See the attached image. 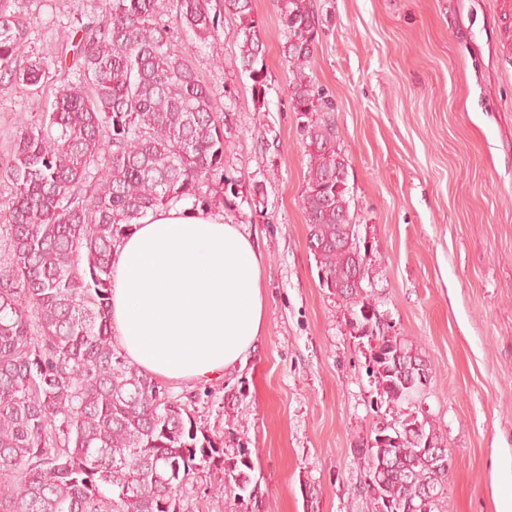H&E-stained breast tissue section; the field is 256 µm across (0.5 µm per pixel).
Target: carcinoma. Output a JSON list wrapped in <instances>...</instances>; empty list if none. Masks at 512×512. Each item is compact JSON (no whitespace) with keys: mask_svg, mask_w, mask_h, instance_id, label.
I'll return each mask as SVG.
<instances>
[{"mask_svg":"<svg viewBox=\"0 0 512 512\" xmlns=\"http://www.w3.org/2000/svg\"><path fill=\"white\" fill-rule=\"evenodd\" d=\"M180 24L214 37L222 12L239 19L240 65L265 96L264 43L253 0H171ZM164 0H102L103 20L80 28L77 80L55 93L37 124L22 123L0 167L11 186L0 201L7 255L0 266V512H179V493L202 463L221 458L244 498L250 451L223 457L198 434L186 404L130 361L110 318L112 251L148 211L188 201L216 208L238 197L224 174L227 116L175 49L161 20ZM286 41L288 95L301 119L307 160L302 197L319 281L338 284L353 329L366 336L375 302L350 284L363 258L349 223L346 159L334 101L307 72L319 39L313 0H275ZM29 21L0 0V73L26 90L45 79L40 61L14 67ZM380 402L395 408L397 442L359 450L371 512H434L448 467L436 427L409 410L427 387L400 369L433 368L395 336L371 337Z\"/></svg>","mask_w":512,"mask_h":512,"instance_id":"1","label":"carcinoma"}]
</instances>
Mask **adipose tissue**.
<instances>
[{"mask_svg": "<svg viewBox=\"0 0 512 512\" xmlns=\"http://www.w3.org/2000/svg\"><path fill=\"white\" fill-rule=\"evenodd\" d=\"M263 318L256 246L212 211L155 209L113 252L112 330L154 377L202 380L236 367Z\"/></svg>", "mask_w": 512, "mask_h": 512, "instance_id": "adipose-tissue-1", "label": "adipose tissue"}]
</instances>
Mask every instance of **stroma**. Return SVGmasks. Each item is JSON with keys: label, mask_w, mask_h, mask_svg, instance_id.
Instances as JSON below:
<instances>
[{"label": "stroma", "mask_w": 512, "mask_h": 512, "mask_svg": "<svg viewBox=\"0 0 512 512\" xmlns=\"http://www.w3.org/2000/svg\"><path fill=\"white\" fill-rule=\"evenodd\" d=\"M310 73L336 102L350 210L365 245V287L389 332L421 350L433 378L414 406L451 467L436 512H502L512 498V0H314ZM31 19L16 65L47 62L38 93L0 81V158L17 127L73 80V45L97 0H12ZM266 95L239 67V21L216 45L176 21L175 47L219 107L233 147L224 172L242 188L224 220L260 254L264 324L246 361L207 381L165 380L226 456L250 451V498L223 465L197 467L179 512H369L356 451L389 407L373 408L370 348L345 301L319 282L301 197L307 157L288 97L273 0H254Z\"/></svg>", "instance_id": "35a3bbf8"}]
</instances>
